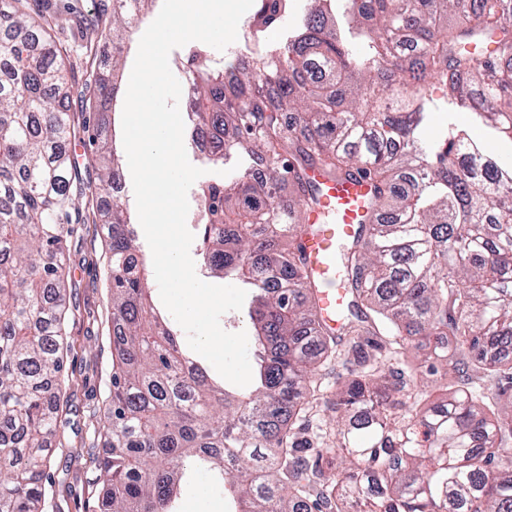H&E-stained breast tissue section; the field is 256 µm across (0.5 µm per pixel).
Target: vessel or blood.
Returning <instances> with one entry per match:
<instances>
[{
  "label": "vessel or blood",
  "mask_w": 512,
  "mask_h": 512,
  "mask_svg": "<svg viewBox=\"0 0 512 512\" xmlns=\"http://www.w3.org/2000/svg\"><path fill=\"white\" fill-rule=\"evenodd\" d=\"M369 193L370 187L363 181L324 182L318 208L306 216L307 223L317 227L315 233L306 236L305 248L318 282L325 285L319 294L323 316L334 315L342 302L341 293L331 287L336 280V245L353 232L356 224L361 223Z\"/></svg>",
  "instance_id": "vessel-or-blood-1"
}]
</instances>
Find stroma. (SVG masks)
Returning a JSON list of instances; mask_svg holds the SVG:
<instances>
[{
	"label": "stroma",
	"mask_w": 512,
	"mask_h": 512,
	"mask_svg": "<svg viewBox=\"0 0 512 512\" xmlns=\"http://www.w3.org/2000/svg\"><path fill=\"white\" fill-rule=\"evenodd\" d=\"M108 0H48L53 33L60 43L69 73L85 80L112 68V46L97 40L95 28L109 22ZM77 233L65 245L71 282L64 325L69 382L60 413L68 424L57 439L47 512H90L99 487L94 473L77 462L76 454L106 447L94 432L95 413L103 406L112 380V307L110 302L107 229L95 221L96 197L77 196ZM224 493L209 476L196 474L179 497L181 512H225Z\"/></svg>",
	"instance_id": "1"
}]
</instances>
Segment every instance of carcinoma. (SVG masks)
<instances>
[{"mask_svg":"<svg viewBox=\"0 0 512 512\" xmlns=\"http://www.w3.org/2000/svg\"><path fill=\"white\" fill-rule=\"evenodd\" d=\"M37 2L0 0V512H44L67 424L64 245L81 171L66 145L77 137L70 104L89 84L67 75ZM152 2L112 0L101 31L112 75L95 76L83 118L105 201L115 351L96 417L112 451L90 459L94 512H176L197 470L229 479L235 512H512V413L498 406L512 392V166L459 126L422 137L437 83L450 109L512 140V0H346L340 22L329 0H310L258 60L188 75L190 134L215 138L206 159L248 155L231 180L197 188L206 269L253 294L258 360L245 394L211 382L152 307L117 151L105 152L126 35ZM256 2L247 27L262 40L288 0ZM312 172L370 183L376 214L336 248L335 329L318 317L302 246L313 231L302 213L319 204ZM451 340L467 350L457 381L422 410L418 377L448 375ZM332 362L347 377L330 385ZM316 394L334 427L315 421ZM332 437L347 463L336 476L322 452Z\"/></svg>","mask_w":512,"mask_h":512,"instance_id":"1","label":"carcinoma"}]
</instances>
